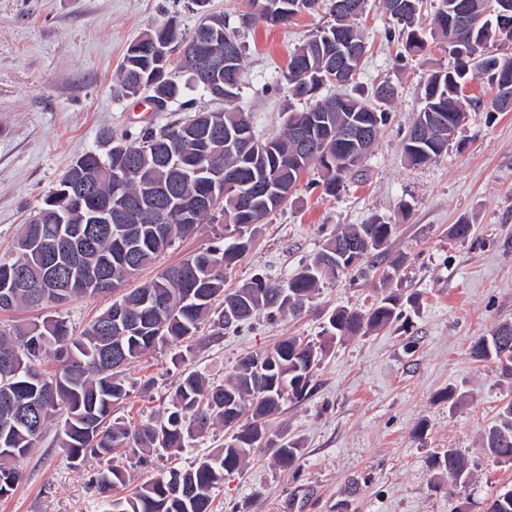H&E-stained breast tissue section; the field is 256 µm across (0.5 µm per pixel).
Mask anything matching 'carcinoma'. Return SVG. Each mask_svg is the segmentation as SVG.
Masks as SVG:
<instances>
[{
	"mask_svg": "<svg viewBox=\"0 0 512 512\" xmlns=\"http://www.w3.org/2000/svg\"><path fill=\"white\" fill-rule=\"evenodd\" d=\"M320 0H249L250 11L239 17L242 27L259 22L285 25L302 12H312ZM354 8L336 15V23L319 29L290 55L283 74L287 95L316 99L303 112L284 113V130L271 139L258 137L249 116L237 105L243 46L221 15H209L191 36L182 33L176 20L169 19L130 43L120 65L118 80L124 92L138 96L144 90L166 103L197 88L199 78L191 61L180 59L179 73L170 71V60L142 50V44L172 48L197 37L204 28L222 33L206 42L208 54L224 59L217 98L224 101L220 112H197L159 129L148 128L139 138L118 139L102 157L95 152L82 156L81 171H65L58 189L70 179L83 180L91 187L86 206L106 201L116 208L122 200H142L133 219L123 224H90L86 210L66 213L59 224L50 201L43 200L34 218L16 240L15 254L0 257V292L9 293L11 303L0 310L26 306L45 308L77 298L112 292V289L57 288L70 275L69 267L56 264L46 269L47 256L40 250L23 249L30 233L53 244L60 234L86 229L94 249L111 259L112 280L121 284L152 265L172 243L191 235L197 226L219 209L232 230L222 240L202 248L181 262L166 267L151 281L121 298L127 315L136 326L125 331L112 325L111 309H106L80 334H74L65 318L52 314L0 328V498L11 495L22 480L16 461L30 453L54 416L62 415L57 433L59 447L75 462L87 456L111 461L114 454L129 448L138 461L158 449L180 452L204 438L213 427L222 425L224 445L215 453L199 458L187 469L170 468L143 480L128 496L113 494L130 481L121 465L98 471L91 486L105 501L107 512H212L211 491L224 482V475L242 469L247 457L257 450L271 453L283 468L300 458L297 442L271 430L270 420L286 400H302L312 389L314 370L326 354L327 346L347 338L364 336L390 326L403 317L404 304L413 302L388 294L367 310L338 307L324 321L321 339L288 336L273 349L242 359L234 373L220 384H211L195 371H185L176 385L169 407L155 420L131 429L114 408L130 397L122 377L128 364L173 343L191 341L201 326L211 320L214 306L236 304L232 318L219 312V323L232 326L262 313L286 311L299 315L316 296L323 281L348 273L342 259L356 248L363 259L378 258L392 237L395 225L378 219L356 224L327 238L315 256L279 287L256 276L228 290L227 273L246 253L258 225L276 211L292 194L302 176L311 168L319 174L318 184L327 195H336L346 177L358 171L367 152L356 135L376 141L386 125L395 89L387 82L384 101L372 102L351 94L318 98L333 81L327 77L336 53L352 55L356 82L367 54L365 38L356 25L367 0H350ZM423 0H382L404 51L416 55L424 51ZM498 0H439L429 19L430 35L448 44L454 55L448 68L433 70L424 83L423 106L408 129L404 155L413 166L426 165L448 152L460 114L465 112L460 98L468 79L476 74L494 80L495 75H512V59L502 58L488 44L512 41L499 34ZM483 15L480 28L461 26L467 16ZM460 41L473 43V56L459 57L454 48ZM309 143L302 153L295 133ZM235 178V185L220 200L204 210L194 202L207 197L209 177L204 173L212 163ZM267 180L274 187L266 203L257 208L249 200L251 182ZM20 266L41 287L14 288L9 271ZM471 356L496 364L499 376L512 380V322L500 324L490 335L473 343ZM484 452L497 463L512 462V401L502 406L485 431ZM431 467L448 474L455 486L466 487L470 479L469 461L455 448L435 453Z\"/></svg>",
	"mask_w": 512,
	"mask_h": 512,
	"instance_id": "1",
	"label": "carcinoma"
}]
</instances>
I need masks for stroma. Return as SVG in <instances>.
Masks as SVG:
<instances>
[{
	"label": "stroma",
	"instance_id": "obj_1",
	"mask_svg": "<svg viewBox=\"0 0 512 512\" xmlns=\"http://www.w3.org/2000/svg\"><path fill=\"white\" fill-rule=\"evenodd\" d=\"M331 0L285 26L239 28L247 0H0V256L8 254L23 224L58 185L70 164L88 152L106 154L111 136L138 135L194 112L222 109L202 90L187 91L165 111L146 96L129 97L117 69L127 45L168 19L193 31L203 13L224 14L246 45L239 107L261 136L280 134L283 114L296 108L276 78L290 54L330 21ZM368 45L351 94L387 81L397 89L390 123L365 159L360 176L336 195L323 192L316 172L302 176L292 196L268 216L251 249L227 275L238 286L258 274L272 283L288 278L337 228L372 217L396 232L375 265L325 283L301 316L260 315L238 328L202 326L192 345L173 344L127 366L132 381L124 414L140 425L168 406L182 369L224 381L237 361L262 353L284 336L315 338L339 306L369 308L389 293L414 295L405 318L390 327L332 347L303 400L285 402L275 425L301 447L295 468L278 467L254 452L242 471L225 475L211 492L217 512H456L470 502L483 512L500 487L512 484V464L485 456L483 436L512 384L491 362L474 360L472 343L498 324L512 322V112H494L495 89L485 76L468 80L463 95L481 100L438 161L410 167L402 142L418 111L420 83L450 65L440 44L402 55L390 40L380 0L359 20ZM468 220L467 240L448 229ZM220 220L200 224L176 241L156 266L131 279L129 288L214 244ZM456 387L462 398L441 397ZM48 427L17 463L22 482L0 512H103L90 485L103 464L87 459L73 468ZM223 427L179 455H150L135 478L171 466L187 468L222 446ZM459 449L471 460L468 488L453 487L429 464L434 453Z\"/></svg>",
	"mask_w": 512,
	"mask_h": 512
}]
</instances>
